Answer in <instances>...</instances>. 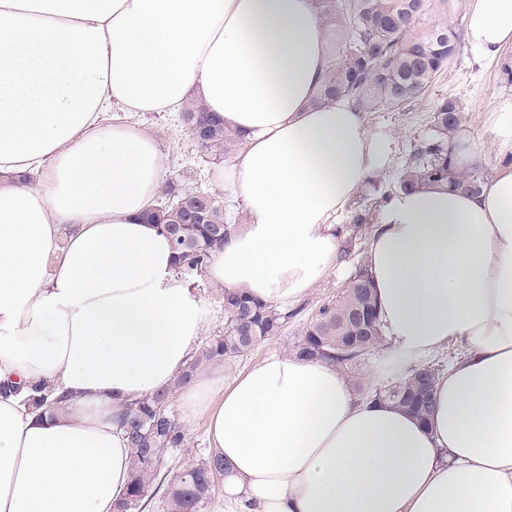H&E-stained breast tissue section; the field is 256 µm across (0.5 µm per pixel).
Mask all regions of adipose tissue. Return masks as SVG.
I'll list each match as a JSON object with an SVG mask.
<instances>
[{
	"label": "adipose tissue",
	"mask_w": 512,
	"mask_h": 512,
	"mask_svg": "<svg viewBox=\"0 0 512 512\" xmlns=\"http://www.w3.org/2000/svg\"><path fill=\"white\" fill-rule=\"evenodd\" d=\"M479 59L512 45V0H477ZM327 34L313 0H0V512H112L127 403L170 388L211 321L145 212L154 138L106 112L200 100L246 145L214 174L245 207L208 282L280 307L342 270L344 215L391 162L351 101L315 104ZM487 120L475 193L384 197L364 264L389 372L447 344L427 420L283 353L185 385L254 512H512V95ZM38 181H31L34 170Z\"/></svg>",
	"instance_id": "ef3b65f1"
}]
</instances>
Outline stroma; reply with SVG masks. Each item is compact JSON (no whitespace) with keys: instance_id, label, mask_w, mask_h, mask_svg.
Returning <instances> with one entry per match:
<instances>
[{"instance_id":"obj_1","label":"stroma","mask_w":512,"mask_h":512,"mask_svg":"<svg viewBox=\"0 0 512 512\" xmlns=\"http://www.w3.org/2000/svg\"><path fill=\"white\" fill-rule=\"evenodd\" d=\"M500 61L491 59L474 62L468 49H461L448 69L436 79L425 94L406 110L370 112L366 115L369 130L383 131L392 137V158L394 166H401L410 150L414 138L428 135L433 111L437 102L444 97H456L463 109L465 122L460 138L470 150H481V163L493 168L497 158L492 150L493 133L486 121L497 100L511 88L501 84L498 75ZM109 122H133L139 129L154 136L167 158L166 180L177 182L180 187L203 190L217 195L225 210L238 213L243 209L229 191L216 186L212 173L224 164V157L204 152L190 134L180 114L169 112H144L132 117L115 109L108 115ZM346 279L329 276L320 282L302 301L303 311L290 319L282 331L261 343L255 350L238 358L224 371L225 384L253 365L274 353L290 350L295 336H298L308 319L324 302L333 300L346 286Z\"/></svg>"}]
</instances>
